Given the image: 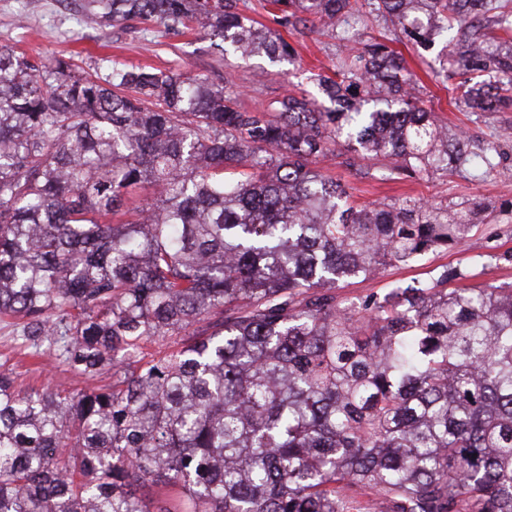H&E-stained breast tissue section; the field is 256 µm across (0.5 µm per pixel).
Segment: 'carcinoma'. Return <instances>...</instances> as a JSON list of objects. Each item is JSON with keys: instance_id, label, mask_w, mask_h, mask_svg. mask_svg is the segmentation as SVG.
<instances>
[{"instance_id": "cac0c4a2", "label": "carcinoma", "mask_w": 512, "mask_h": 512, "mask_svg": "<svg viewBox=\"0 0 512 512\" xmlns=\"http://www.w3.org/2000/svg\"><path fill=\"white\" fill-rule=\"evenodd\" d=\"M290 31L369 37L322 100L263 110L204 75L48 64L0 46V318L88 379L0 372V512H512V287L443 270L359 302L339 281L460 247L493 210L358 205L315 164L344 142L378 181L511 172L448 134L392 44L443 41L462 112H512V0H269ZM96 23L197 28L224 53L293 49L237 0H83ZM150 187L146 208L127 207ZM182 346L142 366L140 342ZM175 491V488L162 483H149L148 486L141 491L143 503L148 509L155 512L154 510H157L160 506L167 505L170 499L176 496Z\"/></svg>"}]
</instances>
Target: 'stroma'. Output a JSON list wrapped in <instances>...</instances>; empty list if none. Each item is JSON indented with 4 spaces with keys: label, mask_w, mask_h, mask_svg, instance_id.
<instances>
[{
    "label": "stroma",
    "mask_w": 512,
    "mask_h": 512,
    "mask_svg": "<svg viewBox=\"0 0 512 512\" xmlns=\"http://www.w3.org/2000/svg\"><path fill=\"white\" fill-rule=\"evenodd\" d=\"M293 48L289 62L265 57L223 56L208 37L179 33L154 21L131 20L114 26L89 25L83 20L78 0H0V45L44 60L58 54L74 56L76 64L89 68L100 59L125 67L151 66L185 76L205 75L216 84L233 89L241 105L261 108L288 91L318 95L316 75H332L345 57L342 43L315 28L283 35ZM414 74L420 98L450 129L498 141L505 164L512 166V112H462L451 103L441 79L427 67L433 51L411 43L396 46ZM322 171L345 184L356 204L404 196L433 201L481 199L500 207L512 202V179L496 175L464 179L440 174L423 175L400 182L381 183L366 175L363 167L348 168L333 162ZM512 223L481 224L461 247L428 254L421 261L389 267L374 279L353 278L339 282L336 294L357 301L382 293L398 282L437 275L447 267L459 268L470 286L512 285ZM16 329L0 323V364L10 369L19 387L40 388L52 383L77 392L90 387L83 376L65 371L52 353L26 355L15 348Z\"/></svg>",
    "instance_id": "stroma-1"
}]
</instances>
